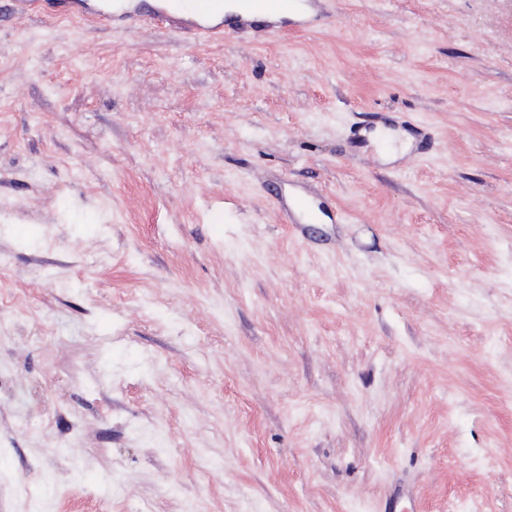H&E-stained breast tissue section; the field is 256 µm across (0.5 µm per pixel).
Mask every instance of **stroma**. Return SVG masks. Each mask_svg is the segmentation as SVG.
Here are the masks:
<instances>
[{
	"instance_id": "stroma-1",
	"label": "stroma",
	"mask_w": 512,
	"mask_h": 512,
	"mask_svg": "<svg viewBox=\"0 0 512 512\" xmlns=\"http://www.w3.org/2000/svg\"><path fill=\"white\" fill-rule=\"evenodd\" d=\"M122 2L0 0V512H512V0ZM194 3L196 13L195 19L190 23L184 24L182 29L191 35V38L197 41H209L222 37L224 34V15L223 10L214 8L217 0H191ZM222 15V16H221ZM248 2L258 3L265 6L271 12L279 11L284 5V1L282 0H251ZM260 5L253 7L249 11H243L240 3L237 0H228V2L224 1V13H233L244 16H249L248 19H258V20H277L280 19L281 16L288 15V12L285 13H271Z\"/></svg>"
}]
</instances>
